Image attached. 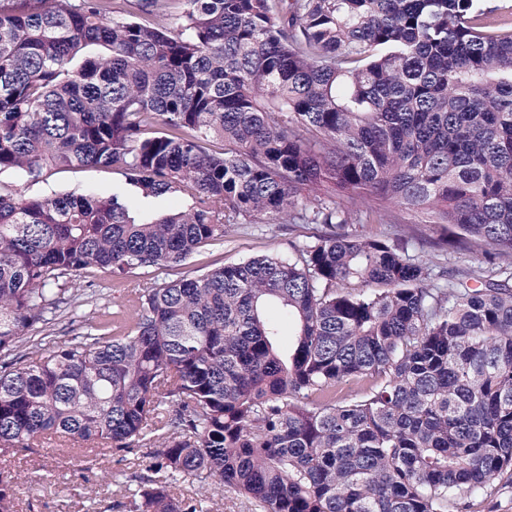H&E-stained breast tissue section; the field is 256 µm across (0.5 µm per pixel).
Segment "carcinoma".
<instances>
[{
    "label": "carcinoma",
    "instance_id": "1",
    "mask_svg": "<svg viewBox=\"0 0 512 512\" xmlns=\"http://www.w3.org/2000/svg\"><path fill=\"white\" fill-rule=\"evenodd\" d=\"M12 2L0 174L119 167L131 193L0 194V456L147 448L125 512H213L186 482L257 512H470L512 479V27L479 0ZM166 194L182 206L134 208ZM361 195L427 212L477 266L341 231ZM252 216L328 232L21 351L61 279L179 266ZM15 495L1 470L0 512Z\"/></svg>",
    "mask_w": 512,
    "mask_h": 512
}]
</instances>
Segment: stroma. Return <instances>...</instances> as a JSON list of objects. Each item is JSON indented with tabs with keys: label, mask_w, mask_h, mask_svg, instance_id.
Returning a JSON list of instances; mask_svg holds the SVG:
<instances>
[{
	"label": "stroma",
	"mask_w": 512,
	"mask_h": 512,
	"mask_svg": "<svg viewBox=\"0 0 512 512\" xmlns=\"http://www.w3.org/2000/svg\"><path fill=\"white\" fill-rule=\"evenodd\" d=\"M124 173L112 168L88 167L56 169L44 172L39 180L19 173L0 174V193L20 192L29 197H50L56 194H94L109 196L125 189ZM341 207L348 211L347 229L361 237H397L408 247L410 255L433 268L456 266L466 268L474 254L462 248L441 250L436 241L440 226L430 223L424 213L409 214L392 203L378 204L372 197L342 199ZM320 224H273L264 218L249 217L243 223L226 228L222 238L199 248L185 264L153 272L152 275H129L122 285H115L111 276L93 268L82 271L77 283L85 291V301L79 308H62L55 324L45 328L30 327L25 335L29 347H53L83 334L89 323L101 314L134 295L148 280L169 282L190 278L222 265H232L258 255L288 256L289 243L295 239L321 234ZM152 460L145 449L132 447L111 451L95 457L80 451L63 452L53 441H46L30 452L8 458L4 464L16 482L17 512H85L89 497L103 492L109 512H124L121 505L125 480L129 474L146 472ZM112 473V485L102 490L99 476L102 470Z\"/></svg>",
	"instance_id": "1"
}]
</instances>
